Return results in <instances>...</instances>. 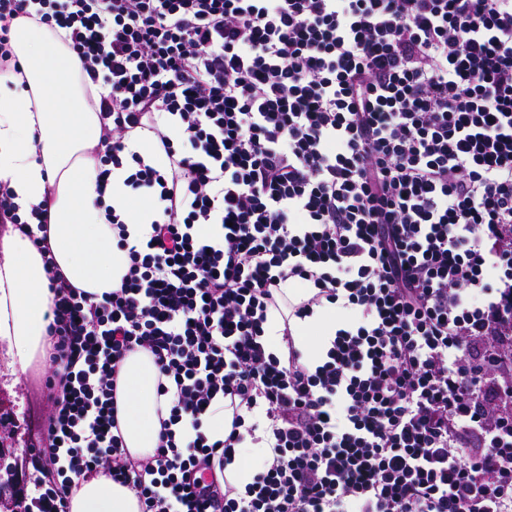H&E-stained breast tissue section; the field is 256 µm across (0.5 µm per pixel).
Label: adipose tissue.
<instances>
[{
	"label": "adipose tissue",
	"mask_w": 512,
	"mask_h": 512,
	"mask_svg": "<svg viewBox=\"0 0 512 512\" xmlns=\"http://www.w3.org/2000/svg\"><path fill=\"white\" fill-rule=\"evenodd\" d=\"M66 32L26 18L13 21L10 46L19 70L0 71V180L15 194L20 215L47 206L48 244L71 285L100 294L119 287L129 266L114 243L104 217L112 208L131 240L151 232L158 203L126 183L127 167L112 169L105 191L97 189L95 149L104 133L99 112L86 100V88L66 45ZM37 248L18 227L0 234V373L26 372L44 361L52 347L47 314L53 300ZM338 324L327 303L312 315L283 323L271 314L266 339L279 348L284 328L309 366L320 364ZM158 372L141 350L123 362L118 381V420L128 453L151 455L161 430L156 393ZM69 512H140L135 493L99 473L74 489Z\"/></svg>",
	"instance_id": "adipose-tissue-1"
}]
</instances>
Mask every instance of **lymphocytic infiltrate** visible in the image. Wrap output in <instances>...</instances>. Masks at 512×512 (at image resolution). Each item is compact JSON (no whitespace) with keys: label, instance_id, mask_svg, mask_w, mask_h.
<instances>
[{"label":"lymphocytic infiltrate","instance_id":"f902f5d3","mask_svg":"<svg viewBox=\"0 0 512 512\" xmlns=\"http://www.w3.org/2000/svg\"><path fill=\"white\" fill-rule=\"evenodd\" d=\"M31 10L99 89L100 166L163 204L148 239L113 221L130 264L99 296L33 240L53 407L31 464L58 475L38 512L100 472L141 512H512V0H0L1 70ZM144 127L152 166L126 152ZM291 279L316 289L294 316L340 308L314 368L265 339ZM139 349L169 398L143 459L117 405ZM254 412L271 453L239 490ZM229 400L216 401L208 409L204 418V427L211 439L223 438L231 429L232 410L227 407Z\"/></svg>","mask_w":512,"mask_h":512}]
</instances>
